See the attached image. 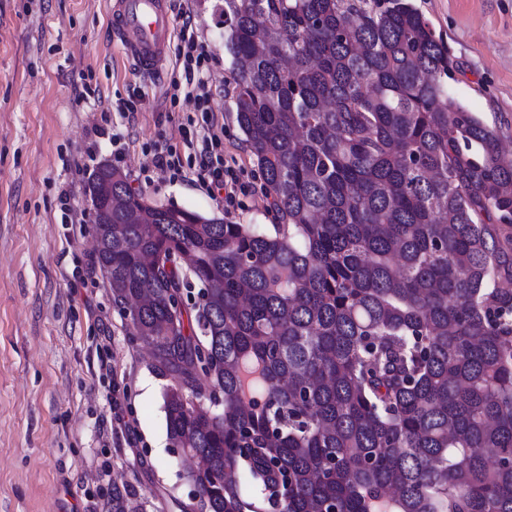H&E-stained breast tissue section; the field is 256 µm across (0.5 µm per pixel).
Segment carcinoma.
<instances>
[{"mask_svg": "<svg viewBox=\"0 0 512 512\" xmlns=\"http://www.w3.org/2000/svg\"><path fill=\"white\" fill-rule=\"evenodd\" d=\"M271 228L150 204L91 231L171 380L198 512H512V156L411 0H224ZM100 171L87 194L104 198ZM198 292H193V289ZM197 294L195 314L170 299ZM261 366L245 395L242 370ZM112 512H142L112 488Z\"/></svg>", "mask_w": 512, "mask_h": 512, "instance_id": "carcinoma-1", "label": "carcinoma"}]
</instances>
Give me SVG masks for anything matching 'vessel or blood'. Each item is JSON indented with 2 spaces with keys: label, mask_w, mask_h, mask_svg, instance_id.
Wrapping results in <instances>:
<instances>
[{
  "label": "vessel or blood",
  "mask_w": 512,
  "mask_h": 512,
  "mask_svg": "<svg viewBox=\"0 0 512 512\" xmlns=\"http://www.w3.org/2000/svg\"><path fill=\"white\" fill-rule=\"evenodd\" d=\"M171 37L167 0H117L112 10V40L144 68L158 65Z\"/></svg>",
  "instance_id": "1"
}]
</instances>
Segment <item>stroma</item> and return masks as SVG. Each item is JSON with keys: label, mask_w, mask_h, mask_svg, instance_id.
I'll return each mask as SVG.
<instances>
[{"label": "stroma", "mask_w": 512, "mask_h": 512, "mask_svg": "<svg viewBox=\"0 0 512 512\" xmlns=\"http://www.w3.org/2000/svg\"><path fill=\"white\" fill-rule=\"evenodd\" d=\"M115 0H0V512H112V489L144 512H188L194 488L167 436L150 350L112 304L89 227L88 180L123 172L146 201L261 227L274 222L262 169L232 110L224 0H170L207 47L211 107L228 165L249 185L225 211L188 167L178 128L193 101L169 93L179 37L151 72L112 44ZM454 60L448 93L512 145V0H413ZM185 168H155V144ZM69 195L63 223L60 192ZM83 271L79 287L69 285ZM119 400L133 428H113Z\"/></svg>", "instance_id": "35a3bbf8"}]
</instances>
